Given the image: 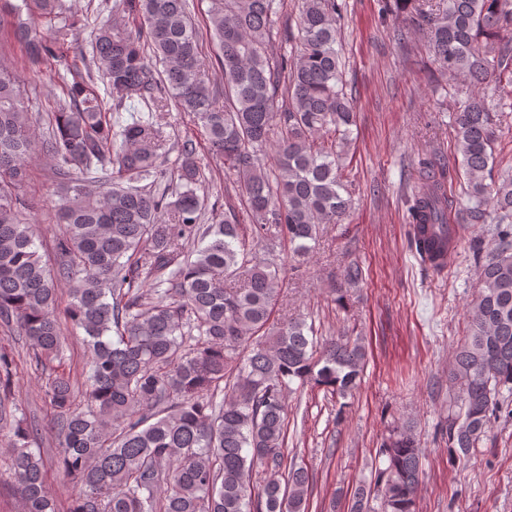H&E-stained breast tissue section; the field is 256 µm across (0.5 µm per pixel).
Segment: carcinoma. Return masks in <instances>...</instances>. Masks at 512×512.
<instances>
[{
	"instance_id": "cac0c4a2",
	"label": "carcinoma",
	"mask_w": 512,
	"mask_h": 512,
	"mask_svg": "<svg viewBox=\"0 0 512 512\" xmlns=\"http://www.w3.org/2000/svg\"><path fill=\"white\" fill-rule=\"evenodd\" d=\"M121 4L89 0L74 18L63 0H0L33 64L64 57L80 26L94 33L46 114L0 62V324L48 372L59 468L78 486L66 512H309L312 477L284 452L287 392L297 382L352 396L367 347L359 336L320 342L305 318L275 317L277 248L303 264L321 225L342 223L352 205L356 111L338 26L347 2L293 0L291 17L288 0H211L204 32L190 0ZM396 8L411 9L437 70L469 87L452 113L463 194L448 197L449 170L422 160L410 247L439 272L456 245L451 211L484 224L490 207L503 225L492 252L476 249L468 334L448 371V454L460 457L512 393V173L495 163L497 113L512 107V0H379L384 16ZM205 34L222 84L209 77ZM135 98L149 112L116 120ZM154 108L192 116L224 164V197L207 191L194 140L170 142ZM35 154L53 165V220L64 227L51 262L17 193ZM251 240L265 243V257ZM343 279L340 305L361 266L347 265ZM62 315L86 336L82 383L65 359ZM16 372L12 349L0 347L12 488L21 512H58L37 429L15 417ZM80 393L85 410L74 407ZM379 455L385 466L356 489L350 512H416L423 449L411 426L393 429Z\"/></svg>"
}]
</instances>
